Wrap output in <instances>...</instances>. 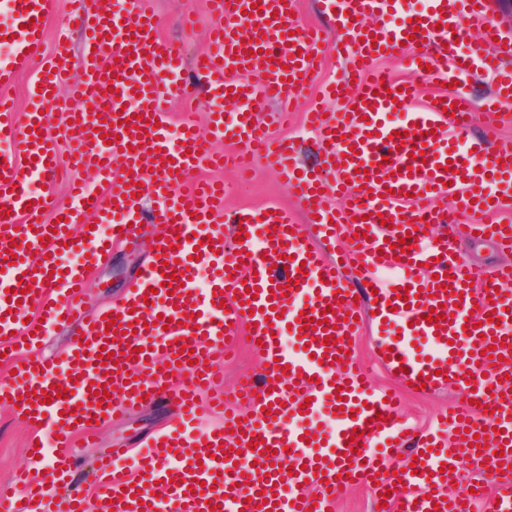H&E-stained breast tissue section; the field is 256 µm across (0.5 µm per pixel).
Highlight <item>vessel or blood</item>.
<instances>
[{"label": "vessel or blood", "instance_id": "vessel-or-blood-1", "mask_svg": "<svg viewBox=\"0 0 512 512\" xmlns=\"http://www.w3.org/2000/svg\"><path fill=\"white\" fill-rule=\"evenodd\" d=\"M47 3L7 0L12 24L0 30L10 48L0 59V356L14 369L0 398L69 447L37 474L21 473L20 493L0 492V512H43L45 486H65L76 463V431L163 396L174 423L141 454L133 478L118 475L128 449H103L87 493L63 496L57 512H88L92 498L101 512H329L335 490L366 480L386 497V512H472L440 467L462 456L482 462L488 447L496 454L486 512H512V264L477 272L456 249L474 234L512 252V227L500 219L512 211V140L501 136L512 122V38L489 23L495 0H429L422 11L404 0H316L328 32L299 23L295 0H211L215 23L195 71L212 100L235 109H213L203 135L185 113L175 139L164 104L189 85L180 48L157 32L154 0H70L85 32L83 76L71 82L77 105L53 125L43 115L70 74L63 38L29 90L25 122L14 121L3 90L41 46ZM474 22L484 26L482 40L468 38ZM331 48L350 65L322 89L336 111L306 115L322 159L320 171L303 170L294 140L272 141L252 106L279 102L271 121L287 125L289 102ZM393 57L427 81L488 78L480 137L470 134L466 92L412 108L415 86L378 67ZM225 141L233 153L208 148ZM261 152L307 224L279 208L241 209L228 217L229 233L217 231L224 184L190 182L191 172L204 163L244 172ZM67 167L94 171L103 192L72 184L65 206L51 192H30L31 177L50 184ZM331 191L343 209L328 206ZM145 197L160 235L148 264L129 297L87 317L86 274L109 245L135 235ZM439 224L447 227L440 235ZM343 228L350 240L337 261L323 241ZM402 237L404 250L394 246ZM203 264L214 275L202 288ZM354 278L374 295L356 299ZM443 306L454 317L428 321ZM29 308L36 315L26 322L20 313ZM313 319L328 328L309 329ZM370 324L378 358L401 382L466 393L461 411L442 414L455 448L398 421L399 393L376 391L349 357L353 336ZM50 325L82 334L47 361L36 346ZM242 333L259 340L267 371L227 393L216 386L214 354L235 352ZM104 350L110 359H101ZM56 385L66 396H53ZM204 392L224 425L190 439ZM324 411L332 416L326 431L314 422ZM406 441L415 469L397 476L389 459Z\"/></svg>", "mask_w": 512, "mask_h": 512}]
</instances>
